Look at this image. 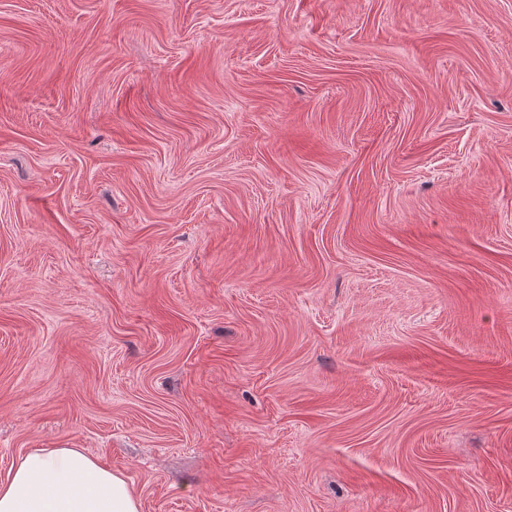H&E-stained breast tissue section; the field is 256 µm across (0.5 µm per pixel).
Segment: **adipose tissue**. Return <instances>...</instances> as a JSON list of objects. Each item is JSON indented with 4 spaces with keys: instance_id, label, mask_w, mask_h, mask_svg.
<instances>
[{
    "instance_id": "1",
    "label": "adipose tissue",
    "mask_w": 512,
    "mask_h": 512,
    "mask_svg": "<svg viewBox=\"0 0 512 512\" xmlns=\"http://www.w3.org/2000/svg\"><path fill=\"white\" fill-rule=\"evenodd\" d=\"M0 512H139L128 481L76 448L33 450L0 481Z\"/></svg>"
}]
</instances>
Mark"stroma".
Masks as SVG:
<instances>
[{
    "label": "stroma",
    "mask_w": 512,
    "mask_h": 512,
    "mask_svg": "<svg viewBox=\"0 0 512 512\" xmlns=\"http://www.w3.org/2000/svg\"><path fill=\"white\" fill-rule=\"evenodd\" d=\"M141 512H512V0H0V480ZM0 512H140L120 474L77 448L32 450L0 481Z\"/></svg>",
    "instance_id": "35a3bbf8"
}]
</instances>
